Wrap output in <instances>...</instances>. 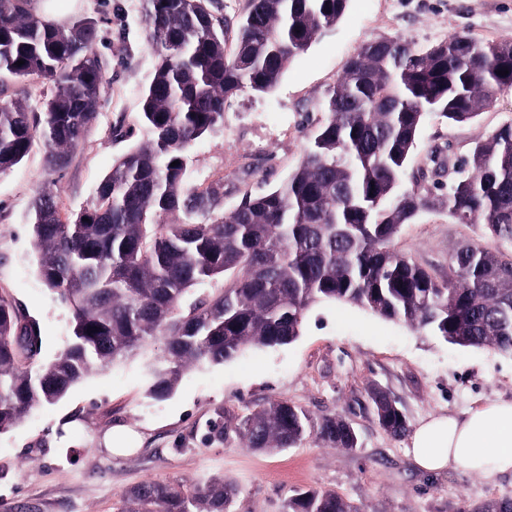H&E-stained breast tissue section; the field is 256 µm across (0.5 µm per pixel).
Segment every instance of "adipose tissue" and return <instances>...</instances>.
Wrapping results in <instances>:
<instances>
[{"instance_id":"obj_1","label":"adipose tissue","mask_w":512,"mask_h":512,"mask_svg":"<svg viewBox=\"0 0 512 512\" xmlns=\"http://www.w3.org/2000/svg\"><path fill=\"white\" fill-rule=\"evenodd\" d=\"M409 453L431 475L456 466L487 479L512 473V401L488 402L462 417L423 421L410 436Z\"/></svg>"}]
</instances>
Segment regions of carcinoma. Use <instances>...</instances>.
Here are the masks:
<instances>
[{"label":"carcinoma","mask_w":512,"mask_h":512,"mask_svg":"<svg viewBox=\"0 0 512 512\" xmlns=\"http://www.w3.org/2000/svg\"><path fill=\"white\" fill-rule=\"evenodd\" d=\"M348 4L247 0L229 43L214 0H142L155 58L138 116L146 141L115 161L93 203L75 214L48 189L36 195L30 224L39 276L68 308L72 332L52 360L41 361L38 323L0 295V433L93 371L142 354L159 336L162 356L148 365L155 398L169 395L193 367L294 342L306 312L324 302L512 356V257L464 242L440 282L393 245L400 227L436 201L418 185L401 189L424 120L436 114L467 122L511 90V37L460 32L424 51L398 35L370 40L327 91L325 117L286 181L244 194L227 214L215 212L224 179L188 182V151L223 125L224 100L273 89ZM98 40L93 21L58 23L35 13L32 0H0L1 175L37 138L52 165H66L101 108ZM6 77L53 83L42 110L5 96ZM472 166L448 190V215L512 239V123L476 145ZM219 276L224 286L212 287ZM192 290L197 297L187 304ZM369 399L384 431L406 432L396 399L378 387ZM238 433L244 447L265 452L307 436L330 448L359 445L345 418L314 422L279 400L252 411ZM237 493L222 476L191 487L151 480L123 491L119 512H232ZM284 512L362 509L333 490H308L290 496ZM460 512H512V498Z\"/></svg>","instance_id":"1"}]
</instances>
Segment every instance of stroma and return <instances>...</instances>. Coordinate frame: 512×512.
<instances>
[{"mask_svg":"<svg viewBox=\"0 0 512 512\" xmlns=\"http://www.w3.org/2000/svg\"><path fill=\"white\" fill-rule=\"evenodd\" d=\"M72 16L96 21L101 31L96 50L106 83L99 117L64 170L46 167V148L37 140L0 175V292L39 324L45 361L69 335L70 315L39 278L31 201L47 185L69 212L94 200L113 162L146 138L138 113L155 62L140 0H78ZM463 31L490 40L512 36V0H350L341 22L295 57L272 91L225 100L223 127L189 150L190 184L223 179L224 213L244 192L277 187L303 159L324 117L325 92L364 42L398 35L423 49ZM511 121L512 90L465 123L428 116L403 187L422 184L446 196L475 143ZM463 240L512 254V240L484 224L455 223L442 208L402 225L394 246L444 278ZM145 362L138 356L93 372L56 404L0 433V512H118L121 493L139 483L213 476L237 486L233 512H282L293 491L308 489L335 490L363 512H459L512 497L511 473L489 480L460 467L438 476L421 471L407 453L408 437L381 429L368 397L371 386L382 387L412 428L435 415L512 400L510 355L463 348L353 305L321 303L309 310L295 342L189 370L164 398L147 395ZM273 400L293 402L315 418H346L358 448H326L310 438L275 454L243 447L237 423ZM120 427L138 433L136 451L115 455L104 447V434Z\"/></svg>","mask_w":512,"mask_h":512,"instance_id":"obj_1","label":"stroma"}]
</instances>
